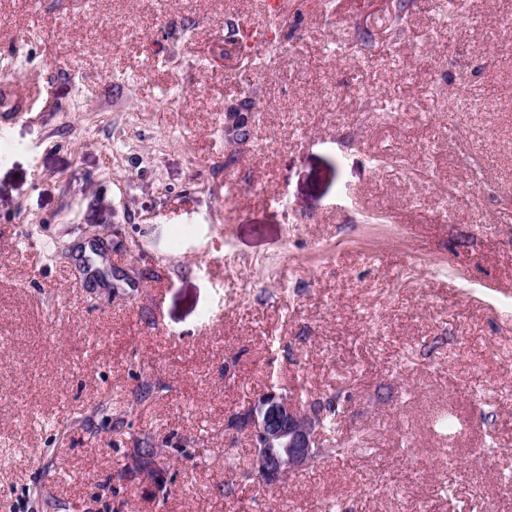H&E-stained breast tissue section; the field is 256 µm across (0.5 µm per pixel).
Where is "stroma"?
Returning <instances> with one entry per match:
<instances>
[{
	"label": "stroma",
	"mask_w": 512,
	"mask_h": 512,
	"mask_svg": "<svg viewBox=\"0 0 512 512\" xmlns=\"http://www.w3.org/2000/svg\"><path fill=\"white\" fill-rule=\"evenodd\" d=\"M326 1L244 62L266 0H0V512H512V0ZM273 385L352 443L265 489L224 424ZM241 100L228 108L224 113V132L230 141L232 139H239L237 146H246L251 142L253 136L249 132H244L238 138V132L242 127H249L254 132L256 123L252 113L254 107L248 105L245 100ZM480 176L479 170L476 171L475 176L472 178L471 183L465 187L451 186L448 188V209L447 206L444 211L443 217L445 219L451 215V213L458 209V207L468 204L470 199L475 195L477 190L480 188Z\"/></svg>",
	"instance_id": "1"
}]
</instances>
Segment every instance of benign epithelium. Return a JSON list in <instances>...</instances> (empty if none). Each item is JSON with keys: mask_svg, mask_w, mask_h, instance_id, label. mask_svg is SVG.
I'll list each match as a JSON object with an SVG mask.
<instances>
[{"mask_svg": "<svg viewBox=\"0 0 512 512\" xmlns=\"http://www.w3.org/2000/svg\"><path fill=\"white\" fill-rule=\"evenodd\" d=\"M255 126L253 107L244 100L224 113V132L230 140L238 138L242 128ZM226 430L229 448L236 446L238 435L249 438L254 448L252 476L268 488L310 465L322 447L321 414L273 387L258 394L244 411L228 418Z\"/></svg>", "mask_w": 512, "mask_h": 512, "instance_id": "obj_1", "label": "benign epithelium"}]
</instances>
